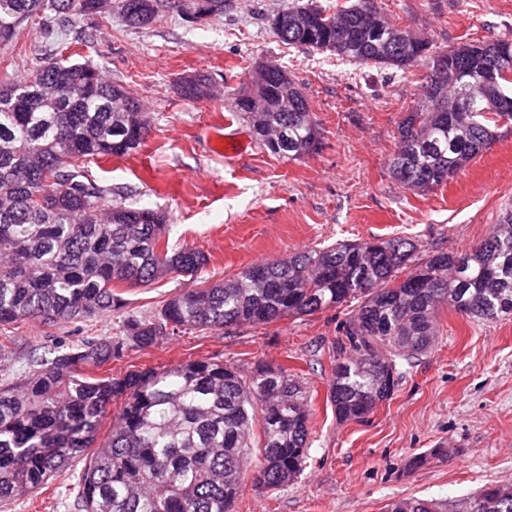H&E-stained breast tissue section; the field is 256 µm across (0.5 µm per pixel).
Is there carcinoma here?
<instances>
[{
  "mask_svg": "<svg viewBox=\"0 0 512 512\" xmlns=\"http://www.w3.org/2000/svg\"><path fill=\"white\" fill-rule=\"evenodd\" d=\"M0 0V44L25 22L50 12V29L76 17L116 11L134 28L162 11L190 17L198 0ZM297 26L288 18L277 37L378 69H405L429 47L402 52L403 29L386 22L371 34L357 4L333 9L315 0ZM468 71L448 92H422L400 124L390 168L418 192L446 183L493 139L512 103V50L497 57L491 98L476 87L484 57L498 41L464 45ZM465 105L462 112L453 102ZM237 111L253 121L260 147L299 159L321 147L303 95L285 112ZM124 87L88 62L39 60L32 78L0 84V325L43 324L121 308L112 284L138 285L165 276L196 277L206 255L161 247L164 217L133 203L103 211L104 189L78 179L77 164L137 150L151 126ZM357 302L335 343L327 402L342 421L363 422L390 399L404 373L434 345L444 309L474 321L512 318V212L463 252L422 259L408 237L343 241L250 265L235 276L188 289L152 319L128 318L123 335L56 346L17 377L0 380V506L40 488L94 448L79 477L81 512H232L246 482L259 492L298 479L310 447L306 392L283 365H259L245 378L228 363L197 361L122 378L82 375L130 347H153L169 328L220 331L260 326ZM121 412L95 444L115 398ZM385 512H437L435 503L403 498ZM455 512H512V486L486 485Z\"/></svg>",
  "mask_w": 512,
  "mask_h": 512,
  "instance_id": "1",
  "label": "carcinoma"
}]
</instances>
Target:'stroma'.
I'll list each match as a JSON object with an SVG mask.
<instances>
[{"mask_svg": "<svg viewBox=\"0 0 512 512\" xmlns=\"http://www.w3.org/2000/svg\"><path fill=\"white\" fill-rule=\"evenodd\" d=\"M296 0H226L220 16L188 21L165 11L141 28L118 13L77 19L46 35L41 21L23 24L0 46V83L32 77L55 51L91 61L147 110L151 133L134 152L79 165L83 178L109 188L102 204L133 197L161 213L172 248L203 251L196 278L115 286L124 306L96 317L44 325L0 326V378L19 374L56 344L121 335L127 316L148 318L186 288L233 277L258 261L339 240L405 236L419 255L461 252L485 237L512 209V121L500 123L486 149L447 183L427 192L402 186L390 159L399 125L419 100L428 59L406 70H380L282 42L271 18ZM399 27L442 51L487 40H512V0H373ZM262 61L286 69L302 88L321 147L298 160L261 147L238 158L209 148L225 133L251 137L234 95ZM203 74L213 98L183 99L177 82ZM348 306L330 307L257 327L185 330L157 345L129 348L95 378L162 372L197 360L224 361L247 373L287 365L311 399V447L302 475L277 491L241 492L236 512H384L399 498L437 502L443 512L487 484H512V318L476 322L440 316L432 350L368 422L337 419L326 401L332 344ZM83 460L17 498L5 512H79L75 483Z\"/></svg>", "mask_w": 512, "mask_h": 512, "instance_id": "obj_1", "label": "stroma"}]
</instances>
